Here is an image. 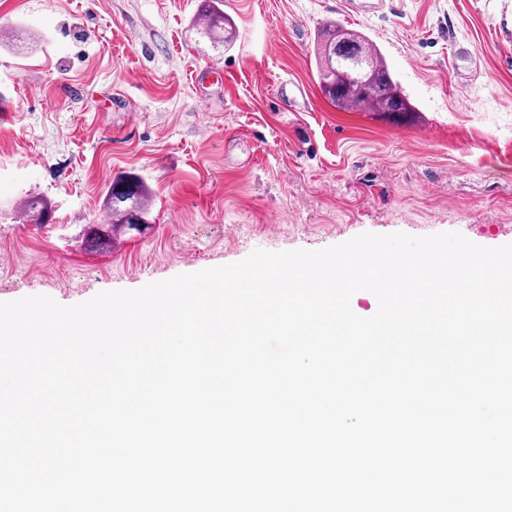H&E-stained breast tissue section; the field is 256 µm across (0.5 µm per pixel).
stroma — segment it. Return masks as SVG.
I'll list each match as a JSON object with an SVG mask.
<instances>
[{
	"instance_id": "1",
	"label": "stroma",
	"mask_w": 512,
	"mask_h": 512,
	"mask_svg": "<svg viewBox=\"0 0 512 512\" xmlns=\"http://www.w3.org/2000/svg\"><path fill=\"white\" fill-rule=\"evenodd\" d=\"M344 2L224 0L221 49L193 23L200 0H0V34L26 32L0 41V301L69 306L365 232L512 244V0ZM330 20L381 49L412 112L323 96ZM283 82L303 89L288 112ZM124 173L148 186L151 222L97 244ZM31 195L46 223L15 221Z\"/></svg>"
}]
</instances>
